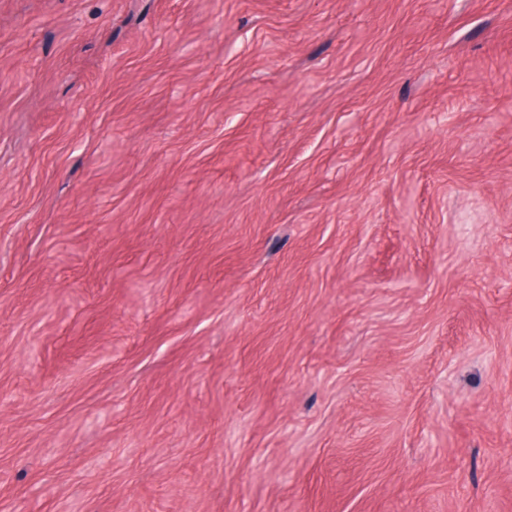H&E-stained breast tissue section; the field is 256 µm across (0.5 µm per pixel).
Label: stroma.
Masks as SVG:
<instances>
[{
  "label": "stroma",
  "instance_id": "stroma-1",
  "mask_svg": "<svg viewBox=\"0 0 512 512\" xmlns=\"http://www.w3.org/2000/svg\"><path fill=\"white\" fill-rule=\"evenodd\" d=\"M512 0H0V512H512Z\"/></svg>",
  "mask_w": 512,
  "mask_h": 512
}]
</instances>
